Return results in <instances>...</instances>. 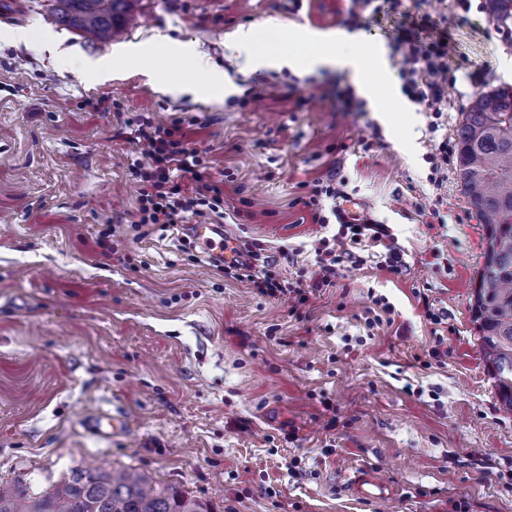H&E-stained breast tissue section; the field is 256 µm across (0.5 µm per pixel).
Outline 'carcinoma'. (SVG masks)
Wrapping results in <instances>:
<instances>
[{
  "instance_id": "1",
  "label": "carcinoma",
  "mask_w": 512,
  "mask_h": 512,
  "mask_svg": "<svg viewBox=\"0 0 512 512\" xmlns=\"http://www.w3.org/2000/svg\"><path fill=\"white\" fill-rule=\"evenodd\" d=\"M60 25L102 43L130 21V0H57ZM498 21L512 0H490ZM456 176L485 225L483 263L472 291L479 346L503 408L512 411V88L478 94L457 129ZM0 512H208L198 500L128 467L75 469L41 492L17 478L0 488Z\"/></svg>"
}]
</instances>
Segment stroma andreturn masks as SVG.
<instances>
[{
	"label": "stroma",
	"mask_w": 512,
	"mask_h": 512,
	"mask_svg": "<svg viewBox=\"0 0 512 512\" xmlns=\"http://www.w3.org/2000/svg\"><path fill=\"white\" fill-rule=\"evenodd\" d=\"M488 4L405 0L403 14L432 13L448 32V109L401 98L394 131L372 103L343 111L348 72L244 74L225 47L241 28L342 29L347 0H132L139 23L106 45L58 24L53 0H0V486L133 466L208 512H512V413L470 308L486 230L455 170L436 184L430 161L476 94L512 85V30ZM403 14L360 28L398 88L390 33ZM16 28L52 44L3 41ZM134 45L147 54L109 79L80 75L77 58ZM214 65L235 87L223 102L161 86ZM103 96L182 122L212 176L229 175L224 227L255 270L307 280L340 230L296 202L320 178L337 190L324 209L352 199L387 225L401 274L366 247L297 308L216 271L181 226L141 237L134 146L121 119L93 110ZM103 411L121 426L91 435ZM363 466L392 498L351 497L346 476Z\"/></svg>",
	"instance_id": "1"
}]
</instances>
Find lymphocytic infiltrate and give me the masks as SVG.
Masks as SVG:
<instances>
[{"label": "lymphocytic infiltrate", "instance_id": "obj_1", "mask_svg": "<svg viewBox=\"0 0 512 512\" xmlns=\"http://www.w3.org/2000/svg\"><path fill=\"white\" fill-rule=\"evenodd\" d=\"M419 31L414 25L394 36L396 47L403 50L404 93L426 111L440 113L448 107L447 45L439 38H421ZM125 124L140 148L128 159L138 184V207L131 215L132 223L147 231L158 224H185L192 219L223 223L224 182L211 176L202 151L189 144L181 127H166L140 117L127 118ZM388 234L382 224L345 223L325 257L316 260L309 283L290 286L270 270L249 273L246 280L260 295L275 298L288 294L303 305L309 300L308 287L330 286L337 264L353 258L355 248L364 241H379Z\"/></svg>", "mask_w": 512, "mask_h": 512}]
</instances>
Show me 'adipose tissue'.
I'll return each mask as SVG.
<instances>
[{
	"label": "adipose tissue",
	"instance_id": "obj_1",
	"mask_svg": "<svg viewBox=\"0 0 512 512\" xmlns=\"http://www.w3.org/2000/svg\"><path fill=\"white\" fill-rule=\"evenodd\" d=\"M283 38L303 44V51L288 54L278 48L261 46L248 29L236 31L228 41V48L243 57L245 66L251 68L285 66L298 74L320 67L345 70L359 93L372 99H392L391 78L381 61V48L362 34L343 30L326 38L289 28Z\"/></svg>",
	"mask_w": 512,
	"mask_h": 512
}]
</instances>
